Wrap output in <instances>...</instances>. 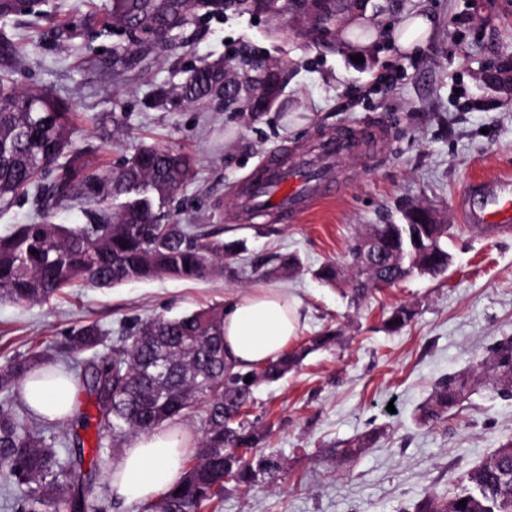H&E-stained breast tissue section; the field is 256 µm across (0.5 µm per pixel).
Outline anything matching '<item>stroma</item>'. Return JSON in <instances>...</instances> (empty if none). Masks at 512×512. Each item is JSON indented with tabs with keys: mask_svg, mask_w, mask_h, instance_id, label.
<instances>
[{
	"mask_svg": "<svg viewBox=\"0 0 512 512\" xmlns=\"http://www.w3.org/2000/svg\"><path fill=\"white\" fill-rule=\"evenodd\" d=\"M112 4L40 0L31 13L0 19V32L25 46L18 59L0 56V78L61 102L81 128L74 145L92 166L116 169L143 145L192 154L194 177L171 196L168 212L204 232L221 229L244 250L212 280L78 283L42 304L0 301V365L36 353L80 377L134 325L223 307L251 288H280L300 302L294 344L336 328L349 341L256 388L247 418L285 464L275 480L225 488L221 512H399L424 492L454 491L512 439V397L486 388L448 419H417L438 380L512 337V225L486 233L462 223L456 204L470 182L512 173V98L483 81L493 64L512 60V0H346L324 25L313 0H276L270 9L189 13L161 34L113 27ZM413 5L435 19L425 49L404 55L379 39L353 61L343 40L351 20L393 28ZM253 57L281 70L269 110L183 98L195 68L220 64L245 79ZM373 123L385 138L373 157L343 161L339 197L292 224L233 221L238 184L269 155L297 154L322 133ZM420 209L449 227L453 264L445 275L414 274L355 305L312 277L344 258L361 225L405 224ZM259 258H294L301 270L263 277L254 271ZM402 304L415 312L411 323L386 331L384 320ZM92 323L106 332L102 345L69 353L72 331ZM371 431L370 448L342 461L339 449Z\"/></svg>",
	"mask_w": 512,
	"mask_h": 512,
	"instance_id": "1",
	"label": "stroma"
}]
</instances>
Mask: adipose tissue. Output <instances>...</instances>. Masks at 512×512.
Segmentation results:
<instances>
[{
    "label": "adipose tissue",
    "mask_w": 512,
    "mask_h": 512,
    "mask_svg": "<svg viewBox=\"0 0 512 512\" xmlns=\"http://www.w3.org/2000/svg\"><path fill=\"white\" fill-rule=\"evenodd\" d=\"M433 31V17L417 9L391 34V43L403 54L423 49ZM300 304L276 288H254L236 295L224 311V347L242 368L276 359L300 328ZM77 378L51 370L49 378L26 377L21 395L49 419L66 417ZM189 444L173 440L169 431L157 429L134 438L112 474V493L128 501H148L159 496L182 474Z\"/></svg>",
    "instance_id": "ef3b65f1"
}]
</instances>
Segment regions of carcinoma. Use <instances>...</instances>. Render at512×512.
<instances>
[{"label": "carcinoma", "instance_id": "carcinoma-1", "mask_svg": "<svg viewBox=\"0 0 512 512\" xmlns=\"http://www.w3.org/2000/svg\"><path fill=\"white\" fill-rule=\"evenodd\" d=\"M215 0H114L112 18L128 28L163 31L184 20L183 11L209 12ZM29 12L22 0H0V18ZM189 101L211 96L235 99L224 68L202 66L182 89ZM79 127L48 93L22 90L0 81V204L42 190V179L58 172L55 194L68 197L76 188L91 205L87 224H57L41 210L28 224L0 237V301L37 304L83 282L112 288L128 282L168 276L209 280L224 273L238 254L239 243L224 242L220 233L197 232L178 224L163 210L166 199L192 179L194 160L186 152L143 146L118 170L85 172L72 185L77 152L72 140ZM373 240L383 255L382 268L368 275L395 284L416 273L442 276L452 263L446 224H367L361 240ZM264 276L289 275L299 269L290 259L277 267L255 261ZM347 260L329 262L314 276L323 285H350L356 303L371 289L367 275ZM414 312L393 308L384 321L390 332L408 326ZM105 330L86 325L72 334L75 353L101 345ZM342 336L329 331L281 353L259 369L242 371L224 361V309L208 307L171 318H157L132 328L112 356L93 364L88 386L96 397V450L83 470L84 443L79 435L60 440L33 429L13 408L0 404V485L27 486L20 512H104L94 484L106 468L101 449L118 448L125 439L148 433L165 422L200 416L202 437L178 481L143 507V512H205L220 506L224 485L249 488L273 478L282 459L259 447L262 436L244 418L254 389L274 383L299 368L312 353L338 345ZM39 355L18 357L0 366V391H9L26 374L43 369ZM251 381H245V377ZM489 384L512 397V340L490 349L472 370L441 379L418 409L423 424L442 420L458 409L475 388ZM375 439L368 433L342 450L355 458ZM465 501V507L458 506ZM403 512H512V440L504 442L450 494L428 492Z\"/></svg>", "mask_w": 512, "mask_h": 512}]
</instances>
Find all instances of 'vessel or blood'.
<instances>
[{
    "instance_id": "1",
    "label": "vessel or blood",
    "mask_w": 512,
    "mask_h": 512,
    "mask_svg": "<svg viewBox=\"0 0 512 512\" xmlns=\"http://www.w3.org/2000/svg\"><path fill=\"white\" fill-rule=\"evenodd\" d=\"M381 134L377 127L348 126L322 135L315 152L295 160L270 155L241 185L237 221L248 223L268 213L285 223L297 221L343 191L345 175L340 161L360 146L374 144ZM459 209L468 224L493 227L512 222V178L500 176L471 183Z\"/></svg>"
}]
</instances>
